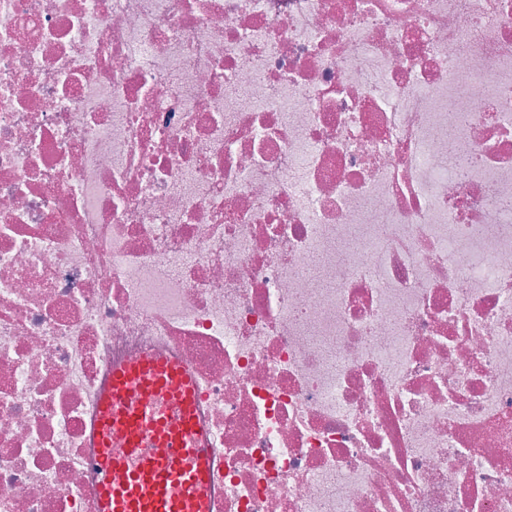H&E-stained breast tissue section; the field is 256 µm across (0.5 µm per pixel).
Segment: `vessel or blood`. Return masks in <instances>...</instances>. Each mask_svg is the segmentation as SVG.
I'll use <instances>...</instances> for the list:
<instances>
[{"mask_svg": "<svg viewBox=\"0 0 512 512\" xmlns=\"http://www.w3.org/2000/svg\"><path fill=\"white\" fill-rule=\"evenodd\" d=\"M194 386L180 365L153 357L113 370L101 398L98 512H208L207 451L191 447ZM129 471L113 485V470Z\"/></svg>", "mask_w": 512, "mask_h": 512, "instance_id": "vessel-or-blood-1", "label": "vessel or blood"}]
</instances>
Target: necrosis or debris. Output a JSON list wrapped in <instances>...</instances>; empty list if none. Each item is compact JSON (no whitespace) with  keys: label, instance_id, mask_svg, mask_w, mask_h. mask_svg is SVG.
<instances>
[{"label":"necrosis or debris","instance_id":"necrosis-or-debris-1","mask_svg":"<svg viewBox=\"0 0 512 512\" xmlns=\"http://www.w3.org/2000/svg\"><path fill=\"white\" fill-rule=\"evenodd\" d=\"M142 356L210 512H512V0H0V512Z\"/></svg>","mask_w":512,"mask_h":512}]
</instances>
